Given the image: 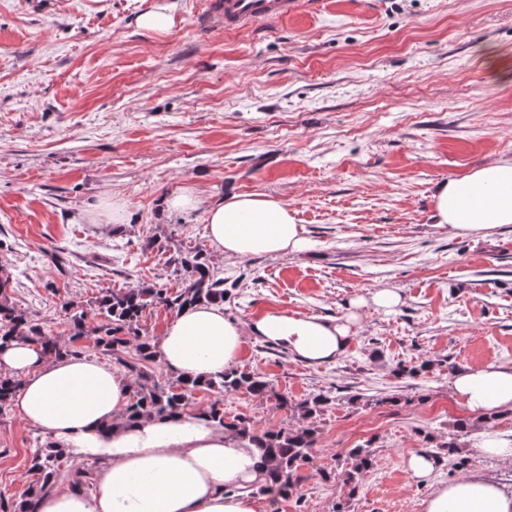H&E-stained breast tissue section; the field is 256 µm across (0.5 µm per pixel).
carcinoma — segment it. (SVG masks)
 <instances>
[{"label": "carcinoma", "instance_id": "obj_1", "mask_svg": "<svg viewBox=\"0 0 512 512\" xmlns=\"http://www.w3.org/2000/svg\"><path fill=\"white\" fill-rule=\"evenodd\" d=\"M183 271L184 285L176 292L162 286L149 285L139 288L108 290L98 300V309L104 320L91 330L85 328V314L69 301L62 307L74 326L72 339H80L89 333L96 348L115 356L132 375L129 403L125 412L128 422L146 415L177 417L182 414H203L214 423L232 430L247 439L256 448L264 450L268 466V479L274 490L286 497L295 487L300 468L311 460L318 433L314 418L321 408L331 402L329 394H316L300 404L304 424L294 428L256 429L245 417L227 421L224 417V393L246 390L256 397L273 392V384L260 374L241 373L231 367L224 374L204 381L177 377L176 384L164 386L156 382L147 369L159 363L152 346V339L140 333V321L146 308L161 305L175 311L197 302L224 303V279L218 277L208 257L200 250L187 251L175 259ZM11 277L0 275V343L26 339L41 348L51 358L79 356L84 347L62 343L47 336L40 328L31 324L28 315L12 302ZM20 386V379L0 375V407L7 404ZM211 390L219 393L208 406L197 407L193 402L196 391ZM351 459L350 478L358 481L372 464L371 451L354 448L349 452ZM31 468L38 475V482L26 498L12 503L10 512H36L40 495L49 489L63 473H85L73 468L69 452L47 445L36 449Z\"/></svg>", "mask_w": 512, "mask_h": 512}]
</instances>
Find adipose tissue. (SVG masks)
<instances>
[{
	"mask_svg": "<svg viewBox=\"0 0 512 512\" xmlns=\"http://www.w3.org/2000/svg\"><path fill=\"white\" fill-rule=\"evenodd\" d=\"M434 219L453 235L488 236L512 224V159H495L462 178L439 183ZM166 209H204L209 244L228 259L300 253L302 225L272 196L231 193L202 204L192 188ZM357 313L342 318L268 311L248 325L230 320L223 305L197 303L175 312L154 342L171 372L200 378L223 374L238 360L246 337L323 365L347 350ZM0 370L22 378L12 404L53 444L96 462L90 489L71 480L38 501V512H274L262 452L205 417H144L124 421L128 378L94 358L53 359L24 341L0 348ZM451 391L472 412L490 416L512 407V364H485L453 375ZM424 512H512V493L475 472L438 485Z\"/></svg>",
	"mask_w": 512,
	"mask_h": 512,
	"instance_id": "adipose-tissue-1",
	"label": "adipose tissue"
}]
</instances>
